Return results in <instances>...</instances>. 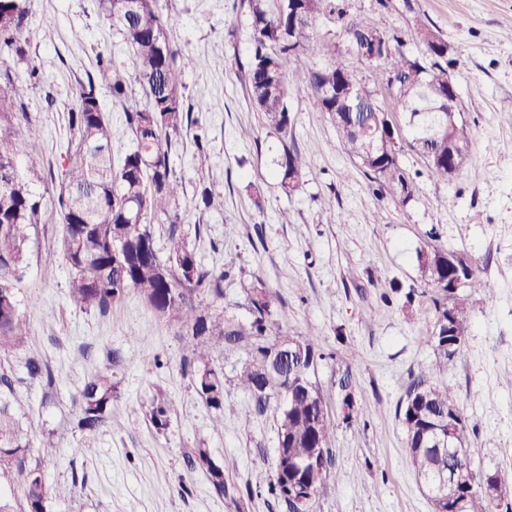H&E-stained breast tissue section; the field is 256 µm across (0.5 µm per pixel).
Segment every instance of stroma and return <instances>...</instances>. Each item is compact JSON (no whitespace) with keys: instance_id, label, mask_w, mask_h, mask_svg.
I'll return each mask as SVG.
<instances>
[{"instance_id":"35a3bbf8","label":"stroma","mask_w":512,"mask_h":512,"mask_svg":"<svg viewBox=\"0 0 512 512\" xmlns=\"http://www.w3.org/2000/svg\"><path fill=\"white\" fill-rule=\"evenodd\" d=\"M350 19L368 16L400 37L404 51L423 57L410 37L416 21L438 30L473 132L457 176L430 178L427 162L401 146L400 165L414 179L402 202L378 190L343 151L328 114L304 93H291L295 143L309 167L299 188L285 194L276 176L282 144L248 96L252 54L248 0H158L173 21L170 36L197 65L183 74L202 146L184 136L171 152L181 182L168 213L153 218L160 255L174 240L194 247L206 267L222 271L221 294H203L216 315L250 320L244 289L261 278L288 314L292 336L315 333L323 355L314 380L335 421L329 475L308 512H433L411 466L397 406L418 372L432 361L434 290L417 252L448 249L478 262L493 291L468 298L470 328L445 381L467 421L466 446L475 470L499 476L512 489V0H340ZM25 34L43 78L26 97L40 132L39 154L20 156L21 170L61 174L66 165L67 114L81 82L108 50L122 67L126 46L104 19L99 0H29ZM324 52L300 55L301 67L340 62L372 90L385 81L351 50L341 20L320 16ZM210 166L198 170V149ZM208 187L215 205L198 207ZM44 222L31 232L19 284L20 309L30 325L24 343L0 351V373L14 384L15 406L32 431L29 463L48 484L66 487L53 512H290L271 491L277 464L272 410L255 412L233 367L245 351L216 349L224 371V405L208 407L182 365L177 325L159 318L129 292L107 312L74 308L71 272L60 251L61 219L51 183H38ZM38 355L56 382L31 377ZM113 371L124 409L122 428L94 433L76 426L75 398L85 381ZM172 400L166 429L150 419L154 398ZM351 396L352 414L343 410ZM222 427H214V418ZM210 449L240 501L219 496L204 469H190L191 449Z\"/></svg>"}]
</instances>
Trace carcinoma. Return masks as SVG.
<instances>
[{
	"label": "carcinoma",
	"instance_id": "obj_1",
	"mask_svg": "<svg viewBox=\"0 0 512 512\" xmlns=\"http://www.w3.org/2000/svg\"><path fill=\"white\" fill-rule=\"evenodd\" d=\"M100 9L122 35L127 47L126 69L138 78L147 102L141 107L129 97L124 73L112 69V59L105 51L98 52L96 75L80 84L76 104L67 115V169L56 187L63 224L62 250L72 270L69 299L81 309L105 312L132 289L159 317L179 322L184 347L190 352L184 361L195 391L215 410L224 404V371L210 362V348L247 349L248 358L236 378L257 410L275 405L277 447L284 450L287 459L276 467L271 491L286 500L288 486L310 482L311 472L298 462L315 453L323 457L320 482L327 479L334 422L319 409L321 394L312 380L323 356L316 349L313 334L295 337L282 329L287 316L274 310L273 296L262 280H255L247 289L251 320L242 324L214 316L202 305V293L220 292L224 272L201 264L195 251L183 242L176 244L167 258L158 255L148 217L166 213L178 194L180 182L170 153L184 128L192 124L194 105L185 100L183 74L196 62L171 41V19L159 11L157 0H139L136 9L129 8V0H100ZM250 9V98L265 124L283 141L277 171L281 189L287 194L294 192L307 166L294 142V117L288 107L291 91L298 90L310 95L315 106L328 114L345 153L366 169L379 189L403 202L410 199L413 181L395 157L385 153L366 156L370 139L387 134L372 97H366L360 109L351 112L345 100L327 94L338 86L358 83L351 70L336 62L321 68L294 66L299 55L323 50L316 19L327 13L343 18L344 11L336 0H278L274 9L266 6V0H250ZM0 15L8 21L0 25V55L25 59L28 0H0ZM346 32L353 50L366 58L373 57L370 39H377L381 62L394 75L393 111L405 117L409 146L433 156L428 164L431 178L445 183L453 180L459 167L448 165V154L453 143H470V127L462 120L432 143L425 135L435 113L462 107L460 96H421L426 85L447 88L448 66L460 64V60L448 58V42L426 24L416 27L414 38L428 55V60L421 61L402 50L399 37L380 32L365 19L347 22ZM41 78L40 65L33 61L27 62L23 77L8 67L0 68V351L21 344L28 335L19 309L17 283L30 229L42 223L43 208L41 196L19 175L17 159L41 148L39 135L34 132L20 138V128L32 126L24 94ZM104 89L121 106L133 134V149L117 167L112 164V120L101 100ZM418 260L428 284L441 295L432 331L436 360L414 376L398 407V418L417 478L431 483L450 465L448 453L435 443V423L453 410L461 433L467 430L466 418L441 375L448 360L463 349L470 313L465 298L448 294V250L423 251ZM466 280L471 291L491 295L477 264L470 263ZM450 326L459 335H448ZM450 342L455 346L448 347ZM13 398V382L1 374L0 512H51V503L60 492L46 482L38 466L26 464L29 431L14 409ZM77 408L79 430L112 428L118 412L112 375L102 372L88 380ZM170 411L167 398L154 399L151 420L158 429L167 427ZM207 474L217 494L235 496L236 488L224 480L223 468ZM18 479L25 500L22 511L16 507L13 490ZM482 483L483 478L475 476L473 485L460 490L458 512H491L492 502L503 490L497 488L493 497Z\"/></svg>",
	"mask_w": 512,
	"mask_h": 512
}]
</instances>
